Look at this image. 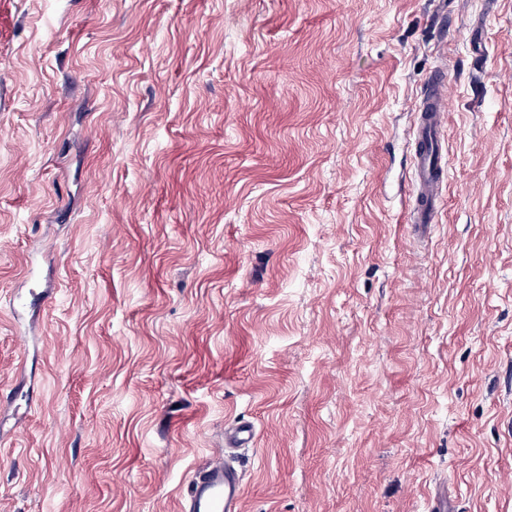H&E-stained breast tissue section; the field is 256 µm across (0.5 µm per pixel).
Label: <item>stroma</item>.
I'll return each mask as SVG.
<instances>
[{"instance_id":"1","label":"stroma","mask_w":512,"mask_h":512,"mask_svg":"<svg viewBox=\"0 0 512 512\" xmlns=\"http://www.w3.org/2000/svg\"><path fill=\"white\" fill-rule=\"evenodd\" d=\"M235 420L243 512H512V0H0V512H180ZM446 84L441 70L432 73L426 85V92L416 107L417 145L422 144L423 148H417L415 151L411 224H435L438 193L446 172V163L441 162L440 143L437 138V132L442 128L443 118L448 109Z\"/></svg>"}]
</instances>
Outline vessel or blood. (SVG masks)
Segmentation results:
<instances>
[{
  "mask_svg": "<svg viewBox=\"0 0 512 512\" xmlns=\"http://www.w3.org/2000/svg\"><path fill=\"white\" fill-rule=\"evenodd\" d=\"M446 84L442 72L432 73L417 107L420 148L415 158L414 205L410 213L414 224L434 223L438 212L446 165L440 157L437 132L448 109ZM243 487L242 472L231 461L206 465L193 476L181 512H242Z\"/></svg>",
  "mask_w": 512,
  "mask_h": 512,
  "instance_id": "vessel-or-blood-1",
  "label": "vessel or blood"
}]
</instances>
